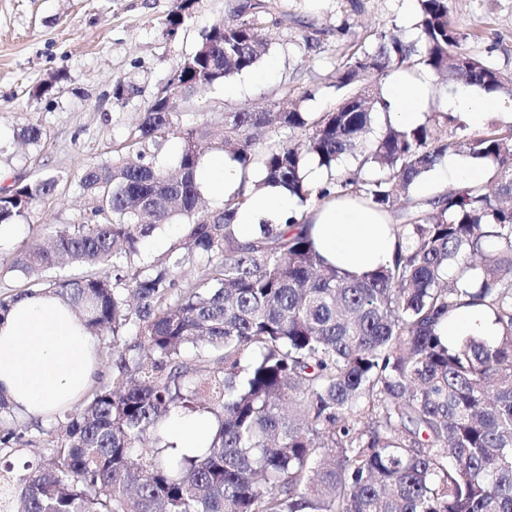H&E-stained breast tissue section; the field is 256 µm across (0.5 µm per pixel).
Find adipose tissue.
I'll use <instances>...</instances> for the list:
<instances>
[{
    "instance_id": "adipose-tissue-1",
    "label": "adipose tissue",
    "mask_w": 512,
    "mask_h": 512,
    "mask_svg": "<svg viewBox=\"0 0 512 512\" xmlns=\"http://www.w3.org/2000/svg\"><path fill=\"white\" fill-rule=\"evenodd\" d=\"M427 78L389 81L391 117L411 127L421 120L431 100ZM282 187L267 188L238 217V235L249 240L255 224L294 210ZM311 237L330 264L361 277L391 264L395 238L383 214L352 198H339L310 209ZM448 339L466 335L493 336L492 316L475 306H461L442 325ZM99 370L93 339L69 306L38 292L14 302L0 316V395L16 411L42 417L69 406L92 383Z\"/></svg>"
}]
</instances>
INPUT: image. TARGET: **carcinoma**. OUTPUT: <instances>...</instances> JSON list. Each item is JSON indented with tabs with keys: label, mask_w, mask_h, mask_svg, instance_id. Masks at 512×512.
<instances>
[{
	"label": "carcinoma",
	"mask_w": 512,
	"mask_h": 512,
	"mask_svg": "<svg viewBox=\"0 0 512 512\" xmlns=\"http://www.w3.org/2000/svg\"><path fill=\"white\" fill-rule=\"evenodd\" d=\"M415 2L410 28H377L346 46L325 111L304 107L316 91L285 84L291 108L216 123L209 115L225 104L211 93L258 69L264 31L282 24L271 0L237 6L112 160L83 168L88 221L27 244L0 269L25 278L0 310L50 291L118 351L112 384L42 431L43 454L10 482L15 512H512V123L471 131L433 108L397 126L382 90L404 72L512 101V75L466 47L449 0ZM195 3L178 0L167 34L188 24ZM173 139L172 174L163 152ZM203 143L242 173L217 207L197 181ZM450 151L489 162L488 180L418 195ZM309 161L325 184L306 179ZM62 181L35 173L1 188L0 225ZM275 186L299 208L350 196L398 218L392 264L347 276L316 252L305 215L264 220L241 241L240 212ZM167 224L181 237L147 260L143 242ZM61 259L81 274L50 275ZM190 261L193 278L180 287L177 270ZM461 305L484 307L497 335L447 343L442 323ZM175 414L212 418L202 452H175L166 432ZM23 438L6 430L0 452Z\"/></svg>",
	"instance_id": "carcinoma-1"
}]
</instances>
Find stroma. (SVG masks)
Listing matches in <instances>:
<instances>
[{
    "label": "stroma",
    "mask_w": 512,
    "mask_h": 512,
    "mask_svg": "<svg viewBox=\"0 0 512 512\" xmlns=\"http://www.w3.org/2000/svg\"><path fill=\"white\" fill-rule=\"evenodd\" d=\"M239 0H197L176 36L164 21L177 0H0V189L42 170L62 175L53 197L0 239V262L20 245L89 217L91 199L79 187L84 166L110 160L157 92L216 22L230 18ZM288 23L268 31L269 53L259 73L227 81L217 96L230 108H262L279 98L281 84L316 89L311 112L335 99L332 75L346 45L366 31L410 26L415 0H274ZM470 47L512 74V0H450ZM317 37L315 50L306 36ZM58 89L33 91L53 75ZM135 89L126 102L112 98L115 82ZM40 126L44 140L24 143L22 130Z\"/></svg>",
    "instance_id": "stroma-1"
}]
</instances>
